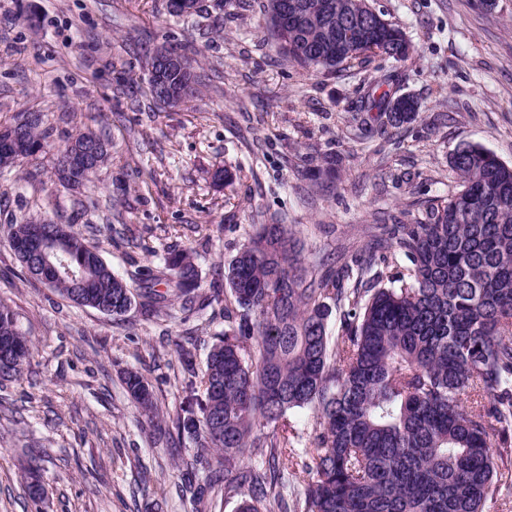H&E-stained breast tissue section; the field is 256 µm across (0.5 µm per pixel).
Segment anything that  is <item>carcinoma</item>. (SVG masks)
I'll use <instances>...</instances> for the list:
<instances>
[{
	"label": "carcinoma",
	"mask_w": 512,
	"mask_h": 512,
	"mask_svg": "<svg viewBox=\"0 0 512 512\" xmlns=\"http://www.w3.org/2000/svg\"><path fill=\"white\" fill-rule=\"evenodd\" d=\"M343 0H288V60L326 75L374 55L393 60L405 32L375 19L350 33ZM391 91L363 97V122L386 118ZM14 139L0 128V167L37 156L51 132L38 113ZM458 190L425 224H375L368 256L345 264L343 279L317 275L300 258L288 224H255L224 269V287L203 297L221 307L200 376L199 413L176 415L177 434L195 445L185 492L201 512L213 495H238L236 512H288L279 458L302 452L311 479L304 512H484L502 491L496 457L512 446V167L475 143L451 157ZM73 276L53 289L81 307L112 300L123 315L135 296L153 312L181 301L189 311L201 273L189 248L169 249L140 274V293L118 277L72 224L39 225ZM165 285V291L156 286ZM340 311V330L328 320ZM19 350L0 379L19 377L32 357L18 315L0 302V340ZM192 339L176 344L193 370ZM123 383L147 415L157 411L142 373ZM489 408L470 406L474 397ZM312 414L310 426L291 419ZM267 457L268 470L249 463Z\"/></svg>",
	"instance_id": "carcinoma-1"
}]
</instances>
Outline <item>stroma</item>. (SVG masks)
<instances>
[{"label": "stroma", "instance_id": "stroma-1", "mask_svg": "<svg viewBox=\"0 0 512 512\" xmlns=\"http://www.w3.org/2000/svg\"><path fill=\"white\" fill-rule=\"evenodd\" d=\"M263 0H213L191 17L168 0H0V125L41 114L51 146L0 170V301L18 313L33 354L0 383V512H195L179 485L191 442L168 443L196 406L175 351L195 338L203 369L219 309L188 318H120L78 307L30 280L9 245L12 223L72 224L126 281L166 250L194 248L209 288L253 224L292 225L310 269L339 247L364 250L369 224H414L459 182L449 159L480 144L512 167V0H370L413 51L375 55L334 75L272 47ZM170 42L199 62L200 94L168 109L147 90V59ZM419 103L398 128L362 123L360 100L384 76ZM107 139L108 161L78 189L53 175L56 148L78 130ZM233 177L214 185L216 168ZM147 377V417L122 376ZM39 457L46 498L34 509L23 467Z\"/></svg>", "mask_w": 512, "mask_h": 512}]
</instances>
